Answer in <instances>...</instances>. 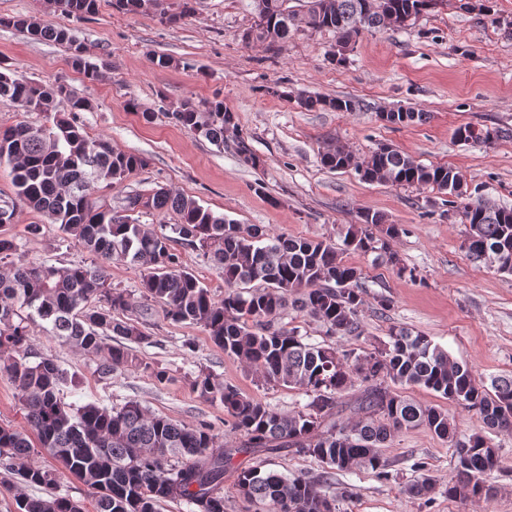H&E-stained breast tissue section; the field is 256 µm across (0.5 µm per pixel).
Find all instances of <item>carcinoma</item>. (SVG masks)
Listing matches in <instances>:
<instances>
[{"instance_id": "obj_1", "label": "carcinoma", "mask_w": 512, "mask_h": 512, "mask_svg": "<svg viewBox=\"0 0 512 512\" xmlns=\"http://www.w3.org/2000/svg\"><path fill=\"white\" fill-rule=\"evenodd\" d=\"M160 2L115 0V5L129 12L152 11L170 23L194 13L192 0H182L172 14ZM432 5L433 0H306L304 11L296 12L288 0H255L257 21L245 32L251 43L269 50L302 27L331 31L349 43L365 29H404L403 18H416ZM59 8L69 18L84 20L96 14L98 0H59ZM0 26L69 45L72 68L88 79L97 76L96 65L69 29L31 16L1 17ZM0 97L43 118L38 125L0 130V164L12 168L17 199L60 225L88 252L144 271L143 302L136 305L112 288L100 267L16 262L19 247L7 232L11 213L0 207V262L10 261L0 272V375L17 389L41 448L93 491L96 512H160L167 501L183 503L189 512H224V482L230 477L245 512L252 507L255 512H340L336 497L327 493L328 474L370 469L387 476L383 449L399 432L419 427L455 448L448 499L465 505L489 496L492 487L485 476L498 467L497 449L479 433L458 439L447 413L390 384L439 393L480 414L488 427L512 434V378L494 379L488 388L467 364L405 327L392 328L389 341L379 346L342 349L306 343L296 328L279 322L291 305L319 322L328 336L360 337L363 271L343 253L380 251L399 275L415 277L391 248L399 236L397 225L365 213L362 223L349 225L339 248L326 239L286 237L263 224H239L165 188L127 196L119 212L105 197L94 196L95 189L125 178L146 160L86 132L80 113L92 105L85 97L64 82L45 87L12 68L0 70ZM299 104L336 112L357 107L351 98L327 96L302 97ZM169 119L217 144L234 125L222 100L204 108L184 100ZM456 135L487 145L498 131L466 125ZM320 161L330 170L353 168L365 181L432 187L459 199L469 256L512 275V209L471 199L454 169L425 166L387 145L360 158L341 144H329ZM143 210L176 215L170 229L181 244L202 252L224 273V298L215 299L183 265L172 237L130 219ZM375 228L380 235H374ZM155 305L173 323L200 327L224 355L254 370L259 381L301 390L309 401L301 410L279 412L199 369L193 389L205 400L220 401L244 438L239 445L224 446L216 444L209 428L178 424L137 401L110 407L68 403L65 388L76 395L80 381L51 357L29 361L30 324L39 321L49 335L94 362L99 376L108 377L136 361L128 344L149 340L144 328ZM107 340L114 344L106 345ZM354 387L357 394L346 400ZM282 449L318 459L326 474L287 477L260 462H235L241 455ZM31 452L24 432L0 425V459L8 461L19 483L46 490L44 497L18 494L16 512H84L80 503L56 493L52 472L31 464ZM418 470L417 479L403 487L413 498L435 490L426 466Z\"/></svg>"}]
</instances>
